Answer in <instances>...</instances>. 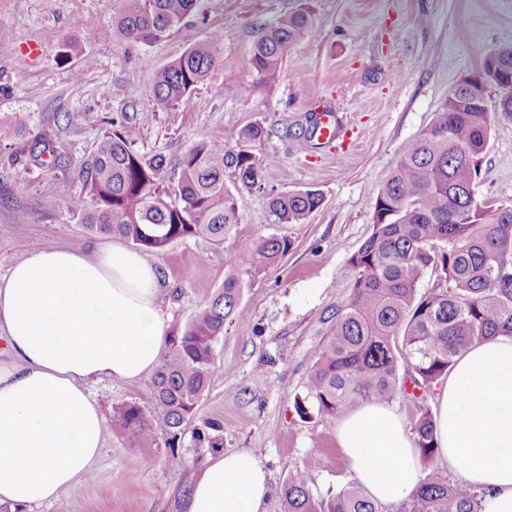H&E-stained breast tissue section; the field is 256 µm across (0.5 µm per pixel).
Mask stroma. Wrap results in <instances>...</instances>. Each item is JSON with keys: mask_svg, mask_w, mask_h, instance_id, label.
Segmentation results:
<instances>
[{"mask_svg": "<svg viewBox=\"0 0 512 512\" xmlns=\"http://www.w3.org/2000/svg\"><path fill=\"white\" fill-rule=\"evenodd\" d=\"M122 0H0V274L36 246L109 244L88 232L78 176L97 140L114 125L139 130L131 149L142 158L176 160L195 141L235 147L244 126L268 137L252 151L262 187L241 189L234 238L169 244L156 257L160 301L181 325L224 284V259L237 242L271 235L293 247L275 267L241 273L245 317L224 328L195 427L216 421L224 451L253 453L279 485L304 470L313 495L354 484L336 439V423L300 418L312 352L336 307L349 297L351 256L371 234L377 195L402 152L438 118L462 76L512 44V0H310L313 25L291 46L278 79L257 83L245 62L260 26L300 0H203L178 29L152 44L127 45L112 33ZM220 35L222 55L203 85L177 109L154 99L156 71L193 42ZM39 39L45 51L22 52ZM238 76L229 83L227 74ZM251 87L242 93L240 84ZM321 112L336 115V135L314 133ZM50 141L57 160L41 163L32 146ZM312 189L321 207L300 224L276 223L271 195ZM478 200L512 206V125L495 126L475 179ZM55 197L56 208L44 205ZM92 393L104 416L114 407H150L151 378L109 380ZM213 449L184 434L174 451L148 449L106 434L91 472L32 512H180L187 488Z\"/></svg>", "mask_w": 512, "mask_h": 512, "instance_id": "35a3bbf8", "label": "stroma"}]
</instances>
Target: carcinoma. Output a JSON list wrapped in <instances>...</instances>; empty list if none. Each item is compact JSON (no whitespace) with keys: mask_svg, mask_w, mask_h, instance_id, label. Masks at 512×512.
<instances>
[{"mask_svg":"<svg viewBox=\"0 0 512 512\" xmlns=\"http://www.w3.org/2000/svg\"><path fill=\"white\" fill-rule=\"evenodd\" d=\"M197 2L123 0L113 36L128 44L160 41L196 10ZM312 24L313 15L302 4L259 31L246 61L257 82L277 79L289 48ZM220 54L221 41L212 37L191 44L157 70V103L178 108ZM491 89L498 91L492 107ZM497 124H512V46L490 53L460 80L437 121L401 156L379 191L372 233L350 259L348 301L331 315L332 326L313 352L304 395L295 397L302 419L311 406L319 417L336 419L361 403L404 398L420 404L413 430L428 473L403 512H481L479 495L434 465L438 449L427 401L469 347L492 336H512V207L479 202L474 193ZM138 135L134 125L104 134L79 170L90 197L82 206L86 229L118 235L149 257L187 237L223 244L239 223L235 189L263 181L250 147L264 139L265 129L241 128L235 149L196 141L176 161L177 178L169 191L159 189V181L170 162L161 154L146 161L133 153L130 144ZM322 202L320 192L307 189L274 195L269 207L276 223L300 224ZM291 248L288 237L272 235L244 241L228 253L224 285L172 330L154 374L152 407H117L112 434L156 453L175 447L207 387L225 324L242 317L236 272L273 267ZM428 273L436 285L423 291ZM275 496L281 512H379L356 485L327 498L313 496L299 469L276 487Z\"/></svg>","mask_w":512,"mask_h":512,"instance_id":"carcinoma-1","label":"carcinoma"}]
</instances>
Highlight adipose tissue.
<instances>
[{
    "label": "adipose tissue",
    "mask_w": 512,
    "mask_h": 512,
    "mask_svg": "<svg viewBox=\"0 0 512 512\" xmlns=\"http://www.w3.org/2000/svg\"><path fill=\"white\" fill-rule=\"evenodd\" d=\"M159 266L121 244L30 250L0 275V506L58 499L89 473L105 420L89 392L103 379L152 374L171 325ZM440 458L482 494V512H512V337L458 357L437 398ZM337 441L367 496L391 505L422 479L419 452L395 411L368 403L342 416ZM269 479L250 452L211 457L183 512H267Z\"/></svg>",
    "instance_id": "adipose-tissue-1"
}]
</instances>
